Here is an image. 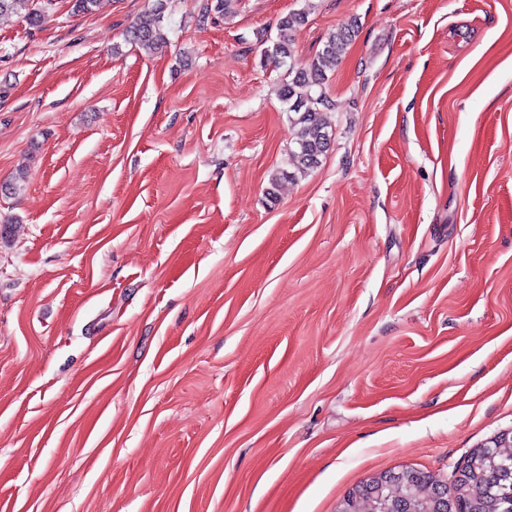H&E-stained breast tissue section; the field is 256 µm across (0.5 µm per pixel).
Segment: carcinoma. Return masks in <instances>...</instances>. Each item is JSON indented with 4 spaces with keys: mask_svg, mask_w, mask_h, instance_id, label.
<instances>
[{
    "mask_svg": "<svg viewBox=\"0 0 512 512\" xmlns=\"http://www.w3.org/2000/svg\"><path fill=\"white\" fill-rule=\"evenodd\" d=\"M163 9L164 0H157V6L141 15L127 30L129 39L149 49L164 43ZM298 20V13L280 18L276 37L262 49V56L279 67L287 66L288 81L281 88L280 97L292 113L297 167L306 171L316 167L329 148L331 135L323 112L331 107V102L325 82L327 73L336 69L354 30L351 25L336 28L310 61L299 64L292 60ZM491 452V459L480 452L473 454L468 482L462 497L457 499L460 512H512V445L493 448ZM442 507L436 493L407 477L391 478L378 499L364 494L345 502L349 512H440Z\"/></svg>",
    "mask_w": 512,
    "mask_h": 512,
    "instance_id": "carcinoma-1",
    "label": "carcinoma"
}]
</instances>
